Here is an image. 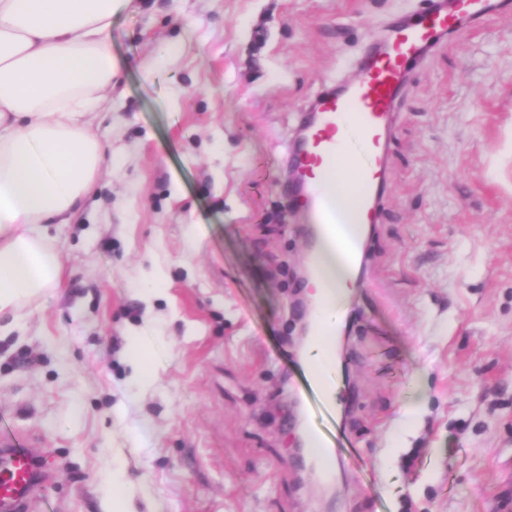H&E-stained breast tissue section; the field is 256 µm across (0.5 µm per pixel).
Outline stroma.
I'll list each match as a JSON object with an SVG mask.
<instances>
[{
    "mask_svg": "<svg viewBox=\"0 0 512 512\" xmlns=\"http://www.w3.org/2000/svg\"><path fill=\"white\" fill-rule=\"evenodd\" d=\"M429 10L142 0L113 17L119 72L94 120L112 162L50 229L65 288L0 331V417L48 474L28 512H110L117 464L149 488L135 512H512V0L440 38L400 92L336 338L356 457L323 484L294 451V134L387 26Z\"/></svg>",
    "mask_w": 512,
    "mask_h": 512,
    "instance_id": "stroma-1",
    "label": "stroma"
}]
</instances>
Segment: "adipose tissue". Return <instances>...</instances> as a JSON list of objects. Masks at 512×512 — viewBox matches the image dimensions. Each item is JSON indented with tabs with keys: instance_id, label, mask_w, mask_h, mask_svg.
Segmentation results:
<instances>
[{
	"instance_id": "obj_1",
	"label": "adipose tissue",
	"mask_w": 512,
	"mask_h": 512,
	"mask_svg": "<svg viewBox=\"0 0 512 512\" xmlns=\"http://www.w3.org/2000/svg\"><path fill=\"white\" fill-rule=\"evenodd\" d=\"M135 0H0V317L58 287L47 227L70 223L103 162L93 113L112 88L113 17ZM356 284L350 261L326 250L321 280L337 321Z\"/></svg>"
}]
</instances>
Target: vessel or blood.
Masks as SVG:
<instances>
[{
	"label": "vessel or blood",
	"mask_w": 512,
	"mask_h": 512,
	"mask_svg": "<svg viewBox=\"0 0 512 512\" xmlns=\"http://www.w3.org/2000/svg\"><path fill=\"white\" fill-rule=\"evenodd\" d=\"M483 13L481 0H459L453 14L431 13L407 23L396 32L383 55L360 62V73L349 93L321 99L319 118L308 132L304 151L295 157L305 182L303 205L311 220L307 256L310 277L320 276L322 254L328 245H339L349 260L358 256L357 240H345L338 235L336 211L326 192L329 183L338 175H346V188L355 202V223L368 224L374 220L383 191L393 111L407 65L440 35L463 34L468 22ZM348 125L353 126L364 148V156L358 161L349 156L338 138L341 127ZM325 305L322 296L312 301L308 365L302 371L301 384L307 408L316 414L315 420L308 423V433L321 450L315 475L322 482L331 480L336 459L351 449L336 425L339 379L335 371L318 366V358L325 352L324 338L333 332L332 324L321 316ZM38 457L36 442L20 448L8 431L0 432V512H25L29 498L45 479Z\"/></svg>",
	"instance_id": "obj_1"
}]
</instances>
